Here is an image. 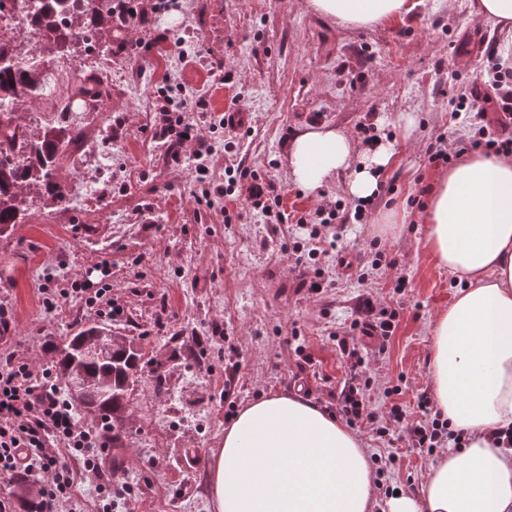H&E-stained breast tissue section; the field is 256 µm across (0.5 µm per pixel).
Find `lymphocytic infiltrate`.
I'll return each mask as SVG.
<instances>
[{
  "instance_id": "obj_1",
  "label": "lymphocytic infiltrate",
  "mask_w": 512,
  "mask_h": 512,
  "mask_svg": "<svg viewBox=\"0 0 512 512\" xmlns=\"http://www.w3.org/2000/svg\"><path fill=\"white\" fill-rule=\"evenodd\" d=\"M482 79L473 82L467 96L449 95L448 106L453 112H467L474 128L472 136L454 142L451 147L429 145V160L449 164L464 154L483 151L485 154H512V66L503 62L496 49H489L481 59ZM174 85H165L156 95L158 128L162 139L168 140L171 161H179L184 143L197 144L195 155L201 164L198 175H205V160L214 147L199 139V125L210 122L209 105L205 99L175 100ZM494 105L504 116L495 132H488L483 120L487 105ZM70 297L76 303L77 316L93 312L116 317L122 309L110 295L109 283L77 280ZM399 316L395 309H376L372 300H364L361 315L355 318L349 331L337 337L336 345L347 372L343 386L336 394L334 413L349 426H368L377 437H396L408 447L426 453L452 446L461 447V433L449 429L428 394H420L416 419H408L402 406L391 405L387 416L371 407L373 383L364 370L360 347L362 339L373 340L377 350H385L396 328ZM103 436L93 428L81 425L51 371L34 375L28 363L9 352L0 356V476L18 471L36 475L41 483L42 512H62L75 500V474L61 462L59 448L71 450L79 457L82 472L96 481L95 489L103 512H114L118 500L131 495L130 485L109 482L102 474Z\"/></svg>"
}]
</instances>
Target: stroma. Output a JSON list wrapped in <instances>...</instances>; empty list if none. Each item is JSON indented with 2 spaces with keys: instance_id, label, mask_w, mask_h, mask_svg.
I'll use <instances>...</instances> for the list:
<instances>
[{
  "instance_id": "1",
  "label": "stroma",
  "mask_w": 512,
  "mask_h": 512,
  "mask_svg": "<svg viewBox=\"0 0 512 512\" xmlns=\"http://www.w3.org/2000/svg\"><path fill=\"white\" fill-rule=\"evenodd\" d=\"M153 2L142 0L141 22L123 25L112 43L118 69L99 115L112 129L111 180L84 183L78 164L66 171L68 185H84L94 199L93 213L53 212L36 199L26 221L0 237V305L10 314L0 351L36 371L50 364L48 344H63L81 324L67 308L47 311L43 289L68 287L108 259L112 299L122 309L110 327L134 337L168 373L161 393L150 372L140 373L127 433L103 460L104 474L117 459L134 483L132 497L114 512H212L207 472L229 424L225 401L241 407L297 390L329 406L330 391L346 377L332 335L348 328L364 299L399 311L386 353L368 356L367 373L400 386L393 402L414 413L429 387L431 322L457 287L424 250L423 212L412 199L441 171L429 162L428 146L466 132L448 110V91L478 77L484 40L501 41L508 31L479 17L476 0H423L405 22L363 28L339 27L306 0H180L165 12ZM127 42L142 43L145 53L125 56ZM216 58L223 70L211 68ZM167 82L186 98L204 97L213 115L243 112L240 128L203 129L215 146L210 175L224 183L234 169L255 171L274 187L276 207L291 213L290 221L270 223L251 211L243 185L201 201L193 145L174 164L154 135V92ZM407 110L418 114L415 140L398 152L367 222L348 223L338 247L295 266L291 247L309 242L307 225L295 216L324 197L349 210L354 204L343 178L318 197L291 181L285 152L292 131L320 122L358 138L376 117ZM394 205L406 206L405 224L372 223L377 210ZM378 247L396 268L361 282L336 264L340 257L369 264ZM402 275L408 283L399 294ZM315 278L324 283L321 292L300 288ZM371 402L382 415L393 403L376 392ZM359 434L368 454L395 455L392 484L419 491L430 455L365 427Z\"/></svg>"
}]
</instances>
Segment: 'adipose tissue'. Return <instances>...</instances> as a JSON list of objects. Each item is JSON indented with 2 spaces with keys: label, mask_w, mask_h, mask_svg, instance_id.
<instances>
[{
  "label": "adipose tissue",
  "mask_w": 512,
  "mask_h": 512,
  "mask_svg": "<svg viewBox=\"0 0 512 512\" xmlns=\"http://www.w3.org/2000/svg\"><path fill=\"white\" fill-rule=\"evenodd\" d=\"M342 27L401 23L417 0H307ZM394 134L359 142L314 122L288 141V174L308 194L346 178L353 202L370 203L400 140L418 116H381ZM423 222L425 244L459 288L430 329L428 380L436 407L463 447L442 450L419 494L396 492L382 512H512V155L472 154L437 175ZM213 512H375L373 472L356 432L293 392L242 407L209 464Z\"/></svg>",
  "instance_id": "obj_1"
}]
</instances>
